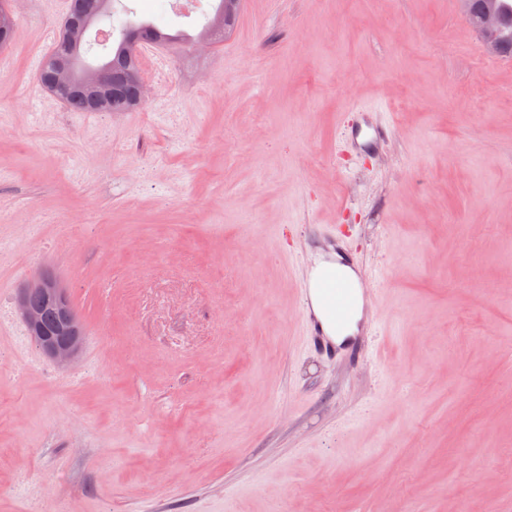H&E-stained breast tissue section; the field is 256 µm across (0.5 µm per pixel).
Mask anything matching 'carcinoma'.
Masks as SVG:
<instances>
[{"mask_svg":"<svg viewBox=\"0 0 512 512\" xmlns=\"http://www.w3.org/2000/svg\"><path fill=\"white\" fill-rule=\"evenodd\" d=\"M490 2L500 6L501 14V42L496 55L512 58V0H472L473 10L468 14V19L473 27H478L479 12ZM240 4L241 0H220L214 18L196 36L167 33L155 23L138 18L133 10L125 6L120 10L113 7L109 12L99 15L95 21V25L107 29L108 35L119 36V41L112 45L107 57L112 69V87L109 90L84 78L72 82L64 93L56 90L55 65L73 53L72 43L66 40L56 41L52 51L43 58L39 79L44 87L75 112H109L115 109L134 112L142 105L141 85L128 77L129 71L139 70L137 58L132 56L126 40L128 34L133 31H149L155 41L191 46L199 41H214L224 36L226 26L235 22Z\"/></svg>","mask_w":512,"mask_h":512,"instance_id":"1","label":"carcinoma"}]
</instances>
